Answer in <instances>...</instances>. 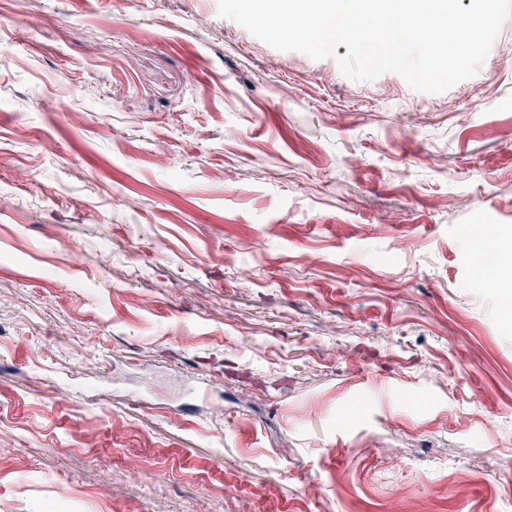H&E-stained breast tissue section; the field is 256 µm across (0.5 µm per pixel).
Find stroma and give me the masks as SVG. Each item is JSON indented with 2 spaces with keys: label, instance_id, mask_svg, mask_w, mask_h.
I'll return each instance as SVG.
<instances>
[{
  "label": "stroma",
  "instance_id": "stroma-1",
  "mask_svg": "<svg viewBox=\"0 0 512 512\" xmlns=\"http://www.w3.org/2000/svg\"><path fill=\"white\" fill-rule=\"evenodd\" d=\"M336 52L0 0V512H512V18L439 94ZM469 233L477 238H480L484 241H495L496 244V252L491 250L486 251L484 253V261H483V270L488 275H493L496 269L498 268V264L496 262V254H497V241H498V231L496 226L491 224H474L471 225Z\"/></svg>",
  "mask_w": 512,
  "mask_h": 512
}]
</instances>
